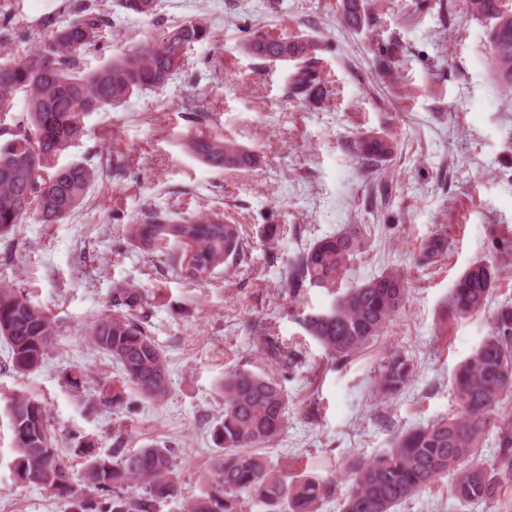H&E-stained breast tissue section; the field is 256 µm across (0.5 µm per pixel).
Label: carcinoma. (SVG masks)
Listing matches in <instances>:
<instances>
[{
	"label": "carcinoma",
	"instance_id": "1",
	"mask_svg": "<svg viewBox=\"0 0 512 512\" xmlns=\"http://www.w3.org/2000/svg\"><path fill=\"white\" fill-rule=\"evenodd\" d=\"M120 6L146 18L155 16L158 8L157 0H120ZM64 10L68 19L24 58L0 56V113L11 110L17 92L27 97V111L11 125L0 126V236L13 232L28 217L54 224L69 216L83 200L96 170L83 163L59 166L56 160L82 138L84 119L136 92L166 86L185 66L193 47L212 34L200 21H185L159 37H143L100 68L86 72L82 60L103 47L112 20L100 8V0H66ZM466 11L489 23L491 74L512 95V0H466ZM342 17L348 27L359 28L364 23L361 0H342ZM28 40L15 15L0 11V51ZM244 50L263 61L296 62L290 85L295 97L309 96L322 82L316 56L319 44L313 40L256 32ZM192 145L214 167L240 169L254 162L231 140L195 139ZM353 150L366 166L374 167L389 160L396 143L388 135L363 133ZM127 238L137 249L155 250L170 239L194 246L191 269L198 280L244 253L241 225L226 223L218 214L186 218L154 213L141 224L128 225ZM366 240L365 225L347 224L299 253L288 270L291 294L319 288L333 296L327 309L299 317L306 334L334 362L351 359L383 335L405 300L406 282L396 270L342 288ZM497 280L492 266H470L451 289L449 312L462 317L484 311ZM112 307V313L95 320L88 330L95 350L120 367L119 379L96 382L99 402L119 407L128 388L151 400L165 399L170 391L168 362L146 325L140 292L114 288ZM492 323L491 335L455 374L457 413L402 432L387 452L354 462L352 489L340 502L339 512H394L450 472L456 475L450 493L465 505L490 503L512 483V417L501 413L503 405L512 402V304L501 305ZM254 332L272 363L288 369L300 362L299 350L285 343L272 324L260 322ZM55 336V322L42 307L20 289L0 287V338L17 374L38 370ZM412 374L410 360L392 352L381 366L377 386L384 394H397ZM221 389L224 414L212 431L217 455L187 512H239L238 494L246 490L256 492L264 512H319L335 494L333 481L301 475L288 482L260 453L286 427L288 396L281 383L268 375L234 370L224 375ZM9 420L17 480L65 501L64 512H153L155 503L179 492V474L167 446L114 448L112 454L102 455L94 438L86 437L74 448L87 487L80 493L73 485V461L58 448L46 406L16 393L10 399ZM494 433L499 454L494 464L487 465L477 457V449ZM137 486L144 488L143 494L129 495V489Z\"/></svg>",
	"mask_w": 512,
	"mask_h": 512
}]
</instances>
